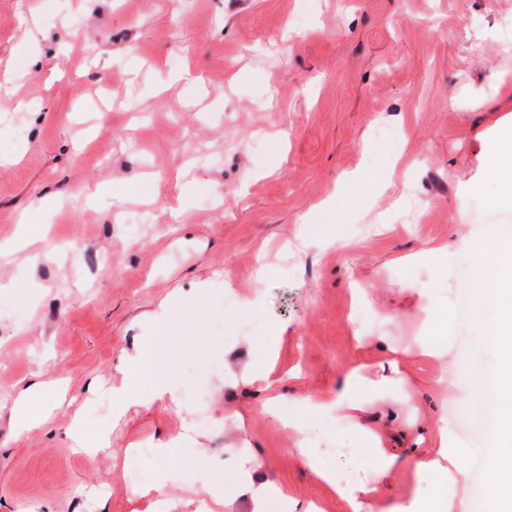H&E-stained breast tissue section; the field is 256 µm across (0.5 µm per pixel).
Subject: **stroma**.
I'll return each mask as SVG.
<instances>
[{
    "mask_svg": "<svg viewBox=\"0 0 512 512\" xmlns=\"http://www.w3.org/2000/svg\"><path fill=\"white\" fill-rule=\"evenodd\" d=\"M498 29L512 30V0H0V244L31 232L0 251V512H153L160 498L185 512L207 474L223 477L214 512H251L234 477L250 458L255 481L343 512L286 419L348 485L375 484L374 512L442 491L449 512H475L489 444L452 409L471 388L466 360L504 357L459 310L476 267L458 241L491 226L512 242L494 185L466 194L482 138L512 118ZM185 69L194 81L174 82ZM189 182L201 189L186 209ZM307 220L313 236L291 249ZM256 290L259 308L244 312ZM357 302L369 326L354 322ZM436 330V355L408 354ZM158 345L182 374L210 361L212 425L178 457H152L144 499L127 449L160 447L197 413L181 396L113 422L121 358ZM270 370L283 377L273 417L250 382ZM353 370L339 413L302 420L297 398L331 403ZM402 372L419 415L398 439L385 421L406 413ZM36 377L52 416L20 433L9 392ZM377 387L385 399L369 404ZM77 415L87 439L111 427L112 464L73 448ZM358 423L403 459L445 445L470 475L441 486L403 463L375 480Z\"/></svg>",
    "mask_w": 512,
    "mask_h": 512,
    "instance_id": "obj_1",
    "label": "stroma"
}]
</instances>
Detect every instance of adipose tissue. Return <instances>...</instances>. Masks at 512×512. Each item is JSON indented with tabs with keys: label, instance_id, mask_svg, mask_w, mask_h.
<instances>
[{
	"label": "adipose tissue",
	"instance_id": "adipose-tissue-1",
	"mask_svg": "<svg viewBox=\"0 0 512 512\" xmlns=\"http://www.w3.org/2000/svg\"><path fill=\"white\" fill-rule=\"evenodd\" d=\"M484 168L480 181L469 192L482 193L486 183H494L496 193L492 198L495 208L512 210V120L499 123L484 144ZM506 288H512V247H501L486 271L474 283L472 289V318L484 338L496 349L505 351L509 360L493 369L475 364L471 367L476 397L492 400L497 408L493 423V439L512 441V308L491 312L493 296ZM147 360L134 355L124 358L116 367L120 376L112 388V417L120 419L130 407L151 405L174 398L183 384L180 373L167 371L158 380L145 381ZM42 383H30L20 388L11 408V422L15 429L25 431L43 423L46 406L42 401ZM486 469L491 477L488 494L495 501L499 512H512V448L496 450L489 454ZM239 492L249 494L253 512H270L271 501H279L286 512H310L309 506L289 498L283 489L254 482L250 472H243L238 481Z\"/></svg>",
	"mask_w": 512,
	"mask_h": 512
}]
</instances>
